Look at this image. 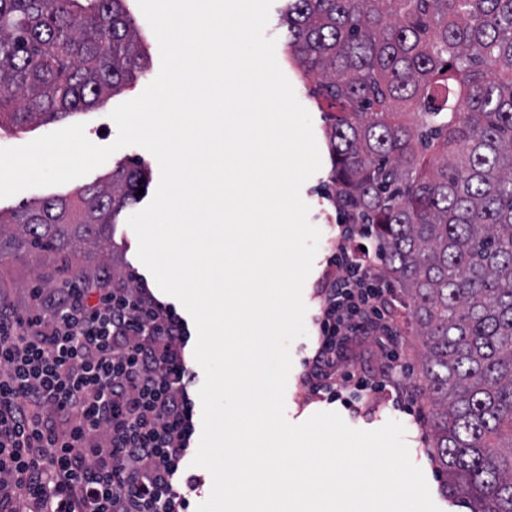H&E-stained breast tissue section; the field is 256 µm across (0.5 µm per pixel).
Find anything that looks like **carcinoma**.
<instances>
[{
  "label": "carcinoma",
  "mask_w": 512,
  "mask_h": 512,
  "mask_svg": "<svg viewBox=\"0 0 512 512\" xmlns=\"http://www.w3.org/2000/svg\"><path fill=\"white\" fill-rule=\"evenodd\" d=\"M287 45L335 110L331 200L367 224L422 340L429 452L470 512H512V0H291ZM145 69L124 0H0V118L92 108ZM135 162L14 215L40 253L100 248Z\"/></svg>",
  "instance_id": "carcinoma-1"
}]
</instances>
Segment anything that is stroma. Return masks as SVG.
Instances as JSON below:
<instances>
[{"mask_svg":"<svg viewBox=\"0 0 512 512\" xmlns=\"http://www.w3.org/2000/svg\"><path fill=\"white\" fill-rule=\"evenodd\" d=\"M287 5L288 0H273L266 35L275 39V56L278 65L291 83L298 101L312 116L314 135L322 165L320 170L308 179L300 190L302 200L310 208L309 220L320 230L321 238L311 272L303 289V300L307 306L305 317L307 334L295 339L289 346L292 369L285 393V416L290 423L299 424L314 413L332 410L338 412L347 425L362 430L378 429L392 419L401 422L405 428L404 441L408 447L410 458L422 469L431 497L440 512H469L464 499L447 493L442 477L431 460L426 443L425 423L428 411L424 400H417L416 404L410 405L404 403L396 395L383 391L375 396L374 407L369 413L357 416L344 409L341 402L319 399L301 382L303 359L310 354L316 342L314 317L318 312V301L314 291L325 267L326 258L333 249L339 219L330 200L332 156L326 132L332 124L331 113L325 105L317 104L315 98L311 96V82L302 79L298 66L286 52L285 28L282 26L280 18ZM124 7L133 18L141 35L149 60L148 72L137 75L123 87L120 93L106 97L102 105L92 109L76 112L50 123L35 120L20 129L8 124L4 125L0 128V147H18L75 123L84 124L85 134L94 144L106 146L115 140L118 130L110 117L111 111L118 104L141 94L142 90L156 78L160 70L158 41L138 5V0H124ZM136 158L144 160L151 169V179L139 201L140 206H147L160 181L159 163L149 151L137 146H129L116 151L105 164L85 177L59 186L26 189L14 196L0 199V213L7 215L33 200L64 195L74 191L77 187L97 183L118 167L128 164L129 160ZM128 218V213H121L112 230L111 242L104 244L100 250L92 251L89 257L83 258L84 275L91 277L105 269L111 275L124 279L130 286L147 285L160 302L173 303V296L159 290L150 272L138 259V240L135 232L127 223ZM65 277L66 273L62 265L48 255L34 251H17L11 248L6 249L4 254L0 255V296L8 298L18 309H25L29 288L35 285L52 288Z\"/></svg>","mask_w":512,"mask_h":512,"instance_id":"1","label":"stroma"}]
</instances>
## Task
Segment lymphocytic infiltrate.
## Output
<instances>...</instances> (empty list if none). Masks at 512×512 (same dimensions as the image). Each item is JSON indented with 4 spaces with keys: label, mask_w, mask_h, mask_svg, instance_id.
I'll return each instance as SVG.
<instances>
[{
    "label": "lymphocytic infiltrate",
    "mask_w": 512,
    "mask_h": 512,
    "mask_svg": "<svg viewBox=\"0 0 512 512\" xmlns=\"http://www.w3.org/2000/svg\"><path fill=\"white\" fill-rule=\"evenodd\" d=\"M364 238L363 225H339L316 288L318 340L302 382L331 401L342 380L358 401L410 391L344 369L368 340L387 368L403 356V316ZM187 338L173 306L106 275L32 288L22 312L0 297V512L21 500L29 512H189L175 486L197 482L182 473L194 431Z\"/></svg>",
    "instance_id": "f902f5d3"
}]
</instances>
